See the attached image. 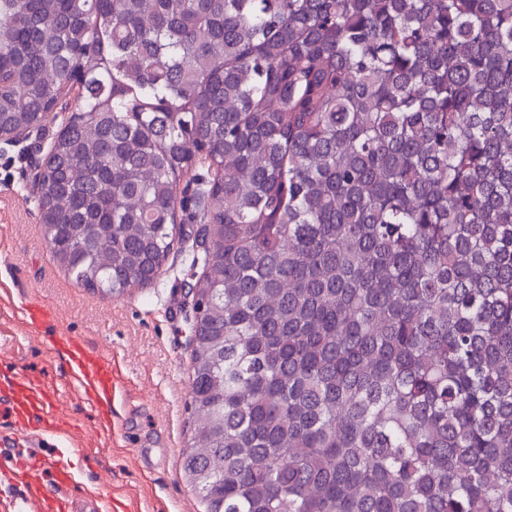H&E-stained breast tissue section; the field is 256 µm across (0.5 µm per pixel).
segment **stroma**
Instances as JSON below:
<instances>
[{
  "label": "stroma",
  "instance_id": "35a3bbf8",
  "mask_svg": "<svg viewBox=\"0 0 512 512\" xmlns=\"http://www.w3.org/2000/svg\"><path fill=\"white\" fill-rule=\"evenodd\" d=\"M39 144L0 141V377L16 370L46 374L82 429L67 456L81 488L100 485L112 512H202L185 482L180 458L189 434L187 403L194 302L189 283L192 240L179 235L151 285L106 296L75 284L52 258L36 208L25 200L27 158ZM53 309L55 332L81 336L112 358L116 392L112 433L95 434V411L69 384L49 334L25 328L28 296Z\"/></svg>",
  "mask_w": 512,
  "mask_h": 512
}]
</instances>
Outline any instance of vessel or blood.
Here are the masks:
<instances>
[{"label": "vessel or blood", "instance_id": "b4317fda", "mask_svg": "<svg viewBox=\"0 0 512 512\" xmlns=\"http://www.w3.org/2000/svg\"><path fill=\"white\" fill-rule=\"evenodd\" d=\"M22 317L30 328L54 319L53 313L34 299L23 306ZM54 351L63 359L77 392L98 410V433L111 435L115 393L111 359L74 336L57 339ZM0 423L28 447L27 455L0 465V487L22 491L13 501L14 512H109L111 500L102 490L90 489L80 497L73 492L77 479L65 459L63 444L74 438L79 427L58 403L48 378L30 373L0 378ZM48 437L58 443L49 452L41 448Z\"/></svg>", "mask_w": 512, "mask_h": 512}]
</instances>
